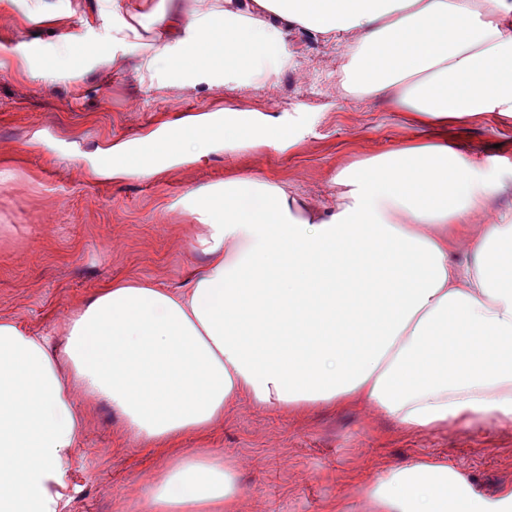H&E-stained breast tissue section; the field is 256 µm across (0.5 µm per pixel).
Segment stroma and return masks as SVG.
<instances>
[{
  "mask_svg": "<svg viewBox=\"0 0 512 512\" xmlns=\"http://www.w3.org/2000/svg\"><path fill=\"white\" fill-rule=\"evenodd\" d=\"M71 10L69 33L84 52L55 65L59 41L38 17L0 16V55H35L30 79L0 68V319L36 335L60 336L66 318L114 279L186 288L202 270L204 227L185 206L192 191L256 175L327 205L341 169L402 145L441 138L512 182V118L489 114L418 128L382 101L336 93L333 46L297 34L294 65L272 89L225 91L141 85L127 72L102 73L95 57L110 32L83 17L95 0H45ZM261 112L297 122L302 135L274 146L198 161L177 159L149 177L92 176L103 149L157 136L163 127L216 109ZM82 439L63 459L69 512H135L165 458L126 436L111 409L84 396ZM185 448H209L236 465V512H369L382 478L414 463L444 464L492 500L512 489V426L429 432L401 429L363 403L340 409H262L242 398L208 435L186 433Z\"/></svg>",
  "mask_w": 512,
  "mask_h": 512,
  "instance_id": "1",
  "label": "stroma"
}]
</instances>
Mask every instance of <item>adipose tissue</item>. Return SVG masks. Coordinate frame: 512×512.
<instances>
[{"mask_svg": "<svg viewBox=\"0 0 512 512\" xmlns=\"http://www.w3.org/2000/svg\"><path fill=\"white\" fill-rule=\"evenodd\" d=\"M148 10L155 32L138 20ZM112 55L140 83L267 88L288 69L286 36L336 45L339 83L424 125L512 117V0H98ZM294 129L225 111L115 147L97 176L161 172L217 146L247 150ZM323 208L245 176L190 193L204 270L187 288L117 280L71 314L60 345L0 321V512H66L62 460L85 421L74 393L108 405L123 432L159 448L205 432L246 396L305 409L355 400L409 431L512 424V210L507 184L442 143L339 171ZM464 248L467 260L454 256ZM223 455L185 450L142 512H235ZM374 512H512L444 465L382 479Z\"/></svg>", "mask_w": 512, "mask_h": 512, "instance_id": "obj_1", "label": "adipose tissue"}]
</instances>
